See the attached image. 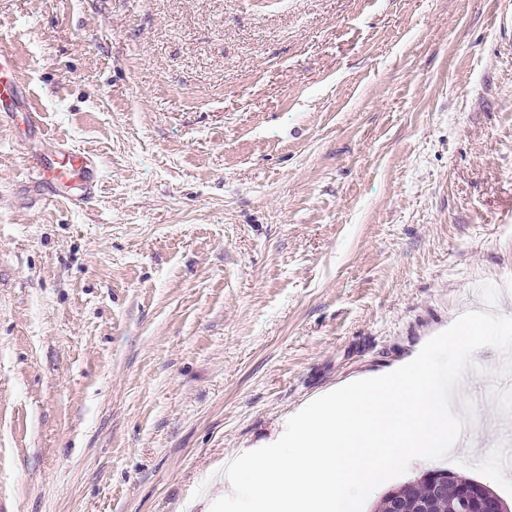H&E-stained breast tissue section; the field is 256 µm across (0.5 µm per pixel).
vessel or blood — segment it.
I'll return each instance as SVG.
<instances>
[{"label": "vessel or blood", "instance_id": "obj_1", "mask_svg": "<svg viewBox=\"0 0 512 512\" xmlns=\"http://www.w3.org/2000/svg\"><path fill=\"white\" fill-rule=\"evenodd\" d=\"M65 165L55 166L50 164L45 157L35 156L29 162L28 173L30 179L36 183L54 185L63 174L74 175L79 182L78 192L62 197L59 194H51L49 202H64L71 210L79 212L95 202L98 188L102 181L100 167L88 151L66 150L63 153Z\"/></svg>", "mask_w": 512, "mask_h": 512}]
</instances>
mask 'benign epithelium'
I'll return each mask as SVG.
<instances>
[{
  "label": "benign epithelium",
  "instance_id": "7a95c632",
  "mask_svg": "<svg viewBox=\"0 0 512 512\" xmlns=\"http://www.w3.org/2000/svg\"><path fill=\"white\" fill-rule=\"evenodd\" d=\"M428 479V497L415 502L401 495V490L390 489L384 494L385 512H407L412 506L419 512H428L448 500V486L456 485L455 498L451 500V512H512V506L486 484L464 479L449 469H433L423 473Z\"/></svg>",
  "mask_w": 512,
  "mask_h": 512
}]
</instances>
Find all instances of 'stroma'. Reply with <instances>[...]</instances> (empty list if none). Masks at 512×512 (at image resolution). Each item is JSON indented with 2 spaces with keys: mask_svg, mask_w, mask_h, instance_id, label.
<instances>
[{
  "mask_svg": "<svg viewBox=\"0 0 512 512\" xmlns=\"http://www.w3.org/2000/svg\"><path fill=\"white\" fill-rule=\"evenodd\" d=\"M2 47L0 512H180L313 397L512 315V0H0ZM62 141L89 210L25 179ZM476 414L439 465L512 501V412ZM66 159V165H51L45 157L33 156L29 162L28 174L35 183H43L50 187L52 194L46 202H62L71 210L80 212L96 201L98 188L102 181L100 167L89 151L66 150L60 153ZM69 171L79 182V191L61 196L53 190V185Z\"/></svg>",
  "mask_w": 512,
  "mask_h": 512,
  "instance_id": "1",
  "label": "stroma"
}]
</instances>
